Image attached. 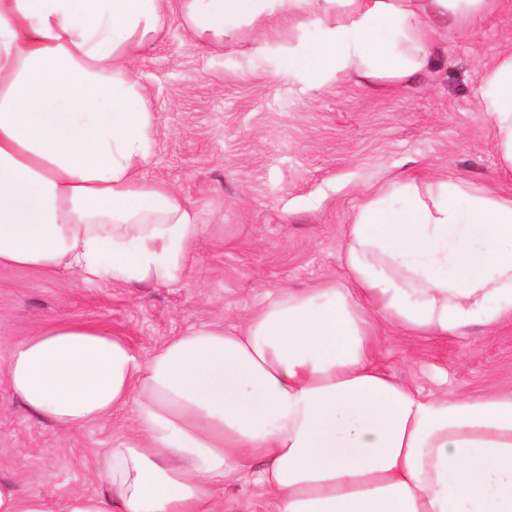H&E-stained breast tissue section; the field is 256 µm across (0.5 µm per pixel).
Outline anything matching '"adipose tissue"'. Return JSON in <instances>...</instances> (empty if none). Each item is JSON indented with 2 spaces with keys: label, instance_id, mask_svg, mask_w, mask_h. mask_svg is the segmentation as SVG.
I'll use <instances>...</instances> for the list:
<instances>
[{
  "label": "adipose tissue",
  "instance_id": "ef3b65f1",
  "mask_svg": "<svg viewBox=\"0 0 512 512\" xmlns=\"http://www.w3.org/2000/svg\"><path fill=\"white\" fill-rule=\"evenodd\" d=\"M500 0H0V266L93 286L181 282L203 227L147 170L156 114L137 60L180 20L223 45L276 14L322 26L308 61L405 83L442 31ZM480 105L512 174V49ZM341 283L286 289L239 329L202 325L141 356L57 319L0 364L24 414L65 431L129 415L92 493L62 504L0 478V512H512V392L424 391L374 358L376 328L448 339L512 318V193L441 176L375 188L344 236Z\"/></svg>",
  "mask_w": 512,
  "mask_h": 512
}]
</instances>
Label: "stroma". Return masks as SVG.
<instances>
[{"label": "stroma", "mask_w": 512, "mask_h": 512, "mask_svg": "<svg viewBox=\"0 0 512 512\" xmlns=\"http://www.w3.org/2000/svg\"><path fill=\"white\" fill-rule=\"evenodd\" d=\"M322 30L284 16L201 49L179 21L139 59L156 114L152 176L187 198L204 233L187 276L147 288L94 287L62 271L0 267V360L54 318L94 322L144 356L206 323L240 325L266 295L343 280L351 214L372 187L441 174L504 191L494 130L479 109L485 64L512 48V0L475 26L449 28L407 86L314 78L306 58ZM375 357L426 389L512 390V323L448 340L377 330ZM116 418L65 433L21 412L0 377V475L62 502L96 488L99 449Z\"/></svg>", "instance_id": "obj_1"}]
</instances>
